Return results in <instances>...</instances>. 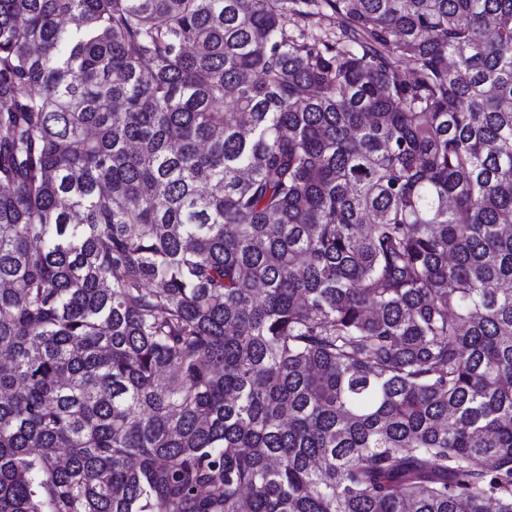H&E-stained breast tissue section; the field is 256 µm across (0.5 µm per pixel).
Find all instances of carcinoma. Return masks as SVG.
Listing matches in <instances>:
<instances>
[{
	"label": "carcinoma",
	"instance_id": "1",
	"mask_svg": "<svg viewBox=\"0 0 512 512\" xmlns=\"http://www.w3.org/2000/svg\"><path fill=\"white\" fill-rule=\"evenodd\" d=\"M0 185V512H512V0H0Z\"/></svg>",
	"mask_w": 512,
	"mask_h": 512
}]
</instances>
